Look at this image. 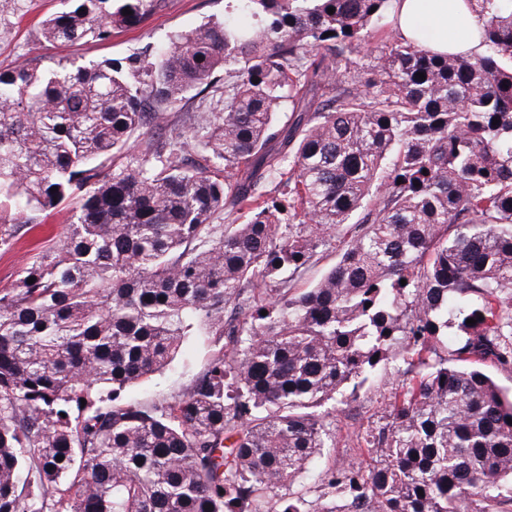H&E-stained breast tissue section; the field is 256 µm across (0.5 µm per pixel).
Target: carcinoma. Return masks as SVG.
Here are the masks:
<instances>
[{"mask_svg":"<svg viewBox=\"0 0 512 512\" xmlns=\"http://www.w3.org/2000/svg\"><path fill=\"white\" fill-rule=\"evenodd\" d=\"M164 2L38 29L103 41ZM234 2L165 48L0 70V246L76 201L0 290V512H512V0H476L474 57L363 53L391 0ZM198 96L210 167L163 133ZM190 339L222 347L186 392L124 396ZM393 362L336 460L324 406Z\"/></svg>","mask_w":512,"mask_h":512,"instance_id":"1","label":"carcinoma"}]
</instances>
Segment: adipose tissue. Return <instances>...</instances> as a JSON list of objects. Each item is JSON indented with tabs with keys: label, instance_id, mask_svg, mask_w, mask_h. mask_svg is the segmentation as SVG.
<instances>
[{
	"label": "adipose tissue",
	"instance_id": "ef3b65f1",
	"mask_svg": "<svg viewBox=\"0 0 512 512\" xmlns=\"http://www.w3.org/2000/svg\"><path fill=\"white\" fill-rule=\"evenodd\" d=\"M396 30L434 54L482 53V23L472 0H396Z\"/></svg>",
	"mask_w": 512,
	"mask_h": 512
}]
</instances>
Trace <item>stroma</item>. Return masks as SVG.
Masks as SVG:
<instances>
[{"label": "stroma", "instance_id": "stroma-1", "mask_svg": "<svg viewBox=\"0 0 512 512\" xmlns=\"http://www.w3.org/2000/svg\"><path fill=\"white\" fill-rule=\"evenodd\" d=\"M226 3L227 0H166L162 10L141 25L114 33L109 41L61 46L39 41L35 24L44 16L67 9L66 0H26V17L12 26L4 22L9 12L5 0H0V69H10L26 61L50 67L65 57L80 61L123 57L147 43L166 44L175 32L190 30L210 19H224ZM73 215V207L66 205L42 223L20 228L11 247L0 249V289L13 286L19 269L32 256L58 244ZM207 357L206 348L188 342L168 369L127 390L126 395L133 400L151 401L184 393ZM400 385L398 373L389 367L377 372L357 398L337 396L332 426L338 459L356 460L358 436L377 424L388 399Z\"/></svg>", "mask_w": 512, "mask_h": 512}]
</instances>
